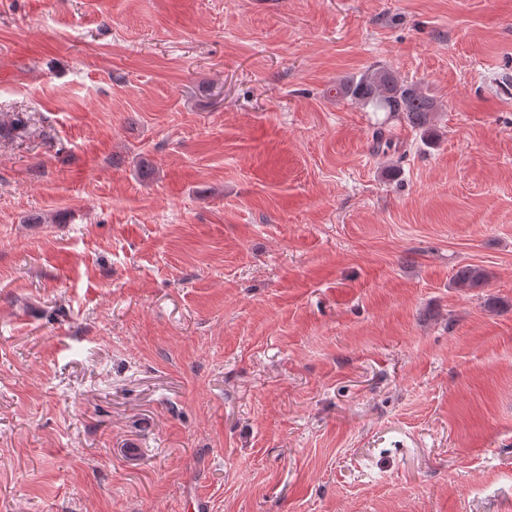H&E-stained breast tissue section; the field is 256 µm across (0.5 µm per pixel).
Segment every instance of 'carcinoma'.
Returning a JSON list of instances; mask_svg holds the SVG:
<instances>
[{
	"label": "carcinoma",
	"mask_w": 512,
	"mask_h": 512,
	"mask_svg": "<svg viewBox=\"0 0 512 512\" xmlns=\"http://www.w3.org/2000/svg\"><path fill=\"white\" fill-rule=\"evenodd\" d=\"M336 94L369 106L375 112L402 118L418 129L421 138L427 142L435 141L438 136L432 124L435 106L423 87L400 84L391 71L381 66L370 67L339 84ZM486 281V271L471 264L461 266L454 276V285L458 288H478Z\"/></svg>",
	"instance_id": "1"
}]
</instances>
